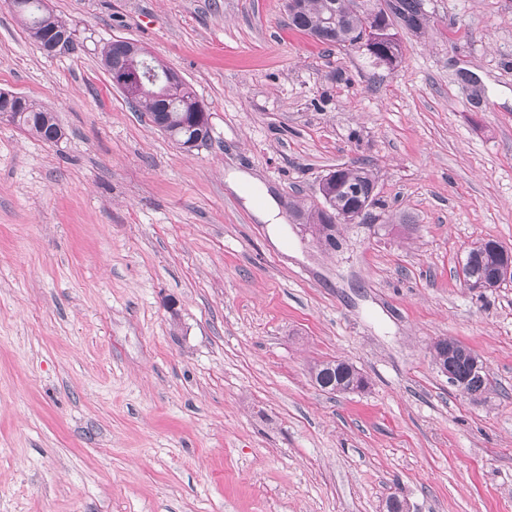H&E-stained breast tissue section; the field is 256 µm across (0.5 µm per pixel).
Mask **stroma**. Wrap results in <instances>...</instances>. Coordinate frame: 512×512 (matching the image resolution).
Here are the masks:
<instances>
[{"label":"stroma","mask_w":512,"mask_h":512,"mask_svg":"<svg viewBox=\"0 0 512 512\" xmlns=\"http://www.w3.org/2000/svg\"><path fill=\"white\" fill-rule=\"evenodd\" d=\"M423 3L389 67L285 0H50L54 55L0 0V89L64 129L0 123V512H512V281L461 274L512 248V0ZM114 40L190 84L208 146L132 109ZM358 161L380 204L324 250L288 205ZM442 337L484 397L440 373ZM334 358L366 388L315 386ZM500 245L499 242L494 240H488L485 242H481L480 244L472 247L468 254L470 256L469 263L466 264L463 269L466 276H470L471 278L476 279L477 281L470 280L467 285L470 288L475 289H482V288H497L499 287L503 281L499 283H493L490 284L487 283L483 279H490L493 270H492V263H493V256L492 251L495 246ZM502 246V245H500ZM482 279V280H478ZM501 283V284H500ZM455 342L458 344V355L451 359H448V350L452 349L454 346L451 345L448 349V339H440L435 343V358H439L443 365L448 368V370L443 369V367L438 362H436V364L440 369V372L449 378V383L452 385L457 384L455 380L450 379L448 372H450L459 380V389L462 392L473 398L482 397L488 390L489 378L486 371L478 376L477 373H480L482 367L479 363H475L474 365V361L479 360L481 363L482 361L471 349L457 340H455ZM444 356L446 357L442 358ZM473 369L475 372H477L476 374H473Z\"/></svg>","instance_id":"35a3bbf8"}]
</instances>
